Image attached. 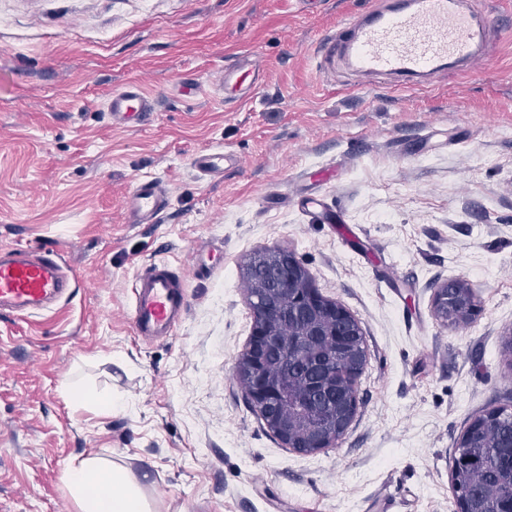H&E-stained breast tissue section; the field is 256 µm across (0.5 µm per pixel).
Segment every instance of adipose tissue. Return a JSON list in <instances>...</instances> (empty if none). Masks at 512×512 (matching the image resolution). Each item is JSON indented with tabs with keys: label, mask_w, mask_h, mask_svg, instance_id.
<instances>
[{
	"label": "adipose tissue",
	"mask_w": 512,
	"mask_h": 512,
	"mask_svg": "<svg viewBox=\"0 0 512 512\" xmlns=\"http://www.w3.org/2000/svg\"><path fill=\"white\" fill-rule=\"evenodd\" d=\"M66 482L80 512H152L140 481L105 459L82 460L69 468Z\"/></svg>",
	"instance_id": "obj_1"
}]
</instances>
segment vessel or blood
<instances>
[{
  "mask_svg": "<svg viewBox=\"0 0 512 512\" xmlns=\"http://www.w3.org/2000/svg\"><path fill=\"white\" fill-rule=\"evenodd\" d=\"M495 55L486 26L461 6V0H375L364 13L347 19L339 35L327 39L323 61L342 60L353 70L375 75L431 78L447 65ZM107 110L113 123L145 120L151 98L136 83L113 91ZM224 151L196 154L203 174L224 169ZM164 206L158 183L137 184L127 198V221L153 223ZM61 258L23 248L0 251V311L40 309L57 300L70 283ZM182 276L168 263L151 264L133 285L131 320L138 335H171L187 311Z\"/></svg>",
  "mask_w": 512,
  "mask_h": 512,
  "instance_id": "1",
  "label": "vessel or blood"
}]
</instances>
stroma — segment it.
<instances>
[{
  "label": "stroma",
  "mask_w": 512,
  "mask_h": 512,
  "mask_svg": "<svg viewBox=\"0 0 512 512\" xmlns=\"http://www.w3.org/2000/svg\"><path fill=\"white\" fill-rule=\"evenodd\" d=\"M495 58L411 88L318 48L372 0H0V247L62 252L51 308L0 314V512H80L68 468L141 478L153 512H455L457 437L512 408V0H466ZM253 54L252 92L224 74ZM140 83L149 120L106 100ZM222 150V174L192 166ZM157 181L151 224L126 220ZM285 249L360 323L356 414L302 454L247 405L234 364L254 315L243 267ZM168 262L188 309L136 335L132 284ZM467 280V326L433 313ZM82 391L117 410L75 407ZM164 206L162 191L157 182L137 184L127 198V222L151 224ZM479 304L474 289L464 279H452L440 284L434 295L433 310L436 317L448 324H467L474 319ZM455 315L448 319V310Z\"/></svg>",
  "instance_id": "stroma-1"
}]
</instances>
